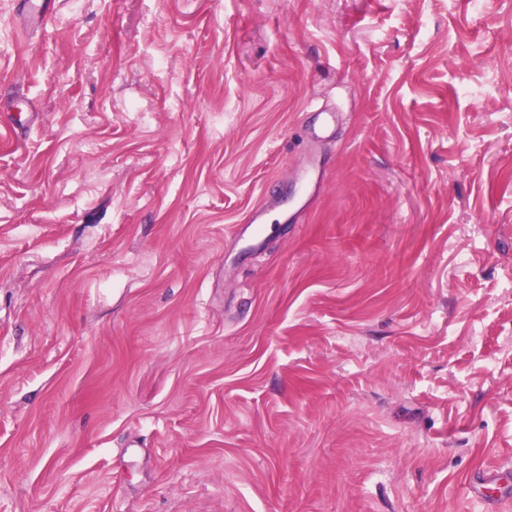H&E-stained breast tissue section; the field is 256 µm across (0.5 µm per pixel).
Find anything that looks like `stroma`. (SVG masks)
I'll return each instance as SVG.
<instances>
[{"instance_id": "1", "label": "stroma", "mask_w": 512, "mask_h": 512, "mask_svg": "<svg viewBox=\"0 0 512 512\" xmlns=\"http://www.w3.org/2000/svg\"><path fill=\"white\" fill-rule=\"evenodd\" d=\"M15 9L0 512H512V0ZM56 0H22L20 24L25 28L38 27L44 15L54 9Z\"/></svg>"}]
</instances>
